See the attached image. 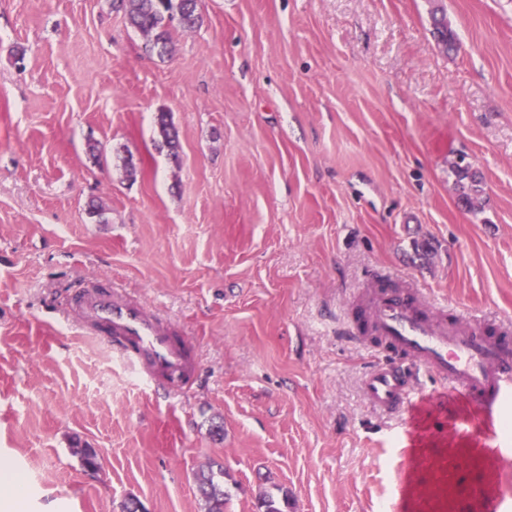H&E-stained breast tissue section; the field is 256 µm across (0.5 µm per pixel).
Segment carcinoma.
Instances as JSON below:
<instances>
[{
	"label": "carcinoma",
	"instance_id": "obj_1",
	"mask_svg": "<svg viewBox=\"0 0 512 512\" xmlns=\"http://www.w3.org/2000/svg\"><path fill=\"white\" fill-rule=\"evenodd\" d=\"M127 23L147 38L150 49L161 56L170 53L168 22L178 19L186 29L195 28L200 22L197 12V0H118ZM159 133L162 141L172 155H177L179 135L170 115L162 112L158 115ZM459 180L468 181L462 186V198L471 201L482 193L481 180L471 173L469 168L461 167L457 171ZM224 471L202 470L195 476L197 491L204 501L205 512H225L227 496L219 477Z\"/></svg>",
	"mask_w": 512,
	"mask_h": 512
}]
</instances>
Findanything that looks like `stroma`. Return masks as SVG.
Instances as JSON below:
<instances>
[{"label": "stroma", "instance_id": "35a3bbf8", "mask_svg": "<svg viewBox=\"0 0 512 512\" xmlns=\"http://www.w3.org/2000/svg\"><path fill=\"white\" fill-rule=\"evenodd\" d=\"M199 12L195 29L170 22L161 56L112 0H0V466L27 488L15 512L131 497L205 512L195 475L217 464L226 512L285 492L292 512H479L485 434L463 396L422 375L424 399L374 410L372 357L345 323L379 274L512 319V0ZM461 160L482 179L468 206ZM102 283L186 337L192 386L156 390L83 334L75 297Z\"/></svg>", "mask_w": 512, "mask_h": 512}]
</instances>
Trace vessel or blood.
Wrapping results in <instances>:
<instances>
[{
    "label": "vessel or blood",
    "mask_w": 512,
    "mask_h": 512,
    "mask_svg": "<svg viewBox=\"0 0 512 512\" xmlns=\"http://www.w3.org/2000/svg\"><path fill=\"white\" fill-rule=\"evenodd\" d=\"M76 306L89 332L111 340L127 365L155 387L176 388L195 377L197 365L181 336L159 323L143 303L104 289L79 293ZM352 339H372L383 361L365 376L364 393L376 408L398 413L411 400L408 366H415L475 410L490 441L494 467L512 464V450L501 447L498 424L512 406V321L488 323L432 307L416 287L388 288L374 279L364 299V318L350 324ZM512 491L483 486V512H502Z\"/></svg>",
    "instance_id": "b4317fda"
}]
</instances>
